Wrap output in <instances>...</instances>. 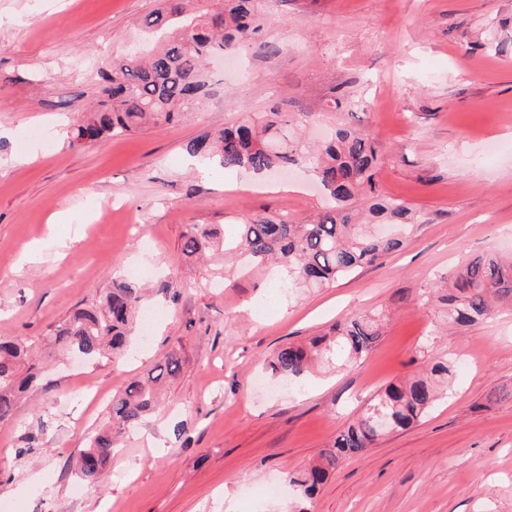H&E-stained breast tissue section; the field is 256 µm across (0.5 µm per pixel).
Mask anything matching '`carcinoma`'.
Segmentation results:
<instances>
[{
  "label": "carcinoma",
  "instance_id": "carcinoma-1",
  "mask_svg": "<svg viewBox=\"0 0 512 512\" xmlns=\"http://www.w3.org/2000/svg\"><path fill=\"white\" fill-rule=\"evenodd\" d=\"M186 0H163L164 7L145 19V26L165 31L151 52L116 49L98 69L103 100L91 122L78 126L73 139L123 137L139 129L179 121L209 93L213 72L208 65L251 40L263 23L259 0H196L188 12ZM293 113L276 106L254 122H241L191 140L187 150L226 170L265 173L304 165L311 169L325 196L315 219L298 224L286 214L242 218L235 234L221 239L209 224H190L182 252L197 257L224 243L240 265L278 260L290 288H326L365 265L400 249L404 232L425 223L409 203L381 194L376 176L380 152L376 139L349 123H340L322 142L304 141L295 131ZM433 297L448 314V324L470 327L486 320L496 305L512 302V258L487 252L467 259L440 277ZM142 297L128 284H115L95 307L79 309L59 323L50 342L65 352L96 359L109 351L119 357L139 325ZM382 336L380 316L347 319L331 336L316 337L305 346L279 349L268 363L271 373L290 378L307 375L325 356L356 363ZM24 347L0 341V424L13 420L17 393L37 378L34 367L18 376ZM180 360L169 354L155 365L147 380H132L112 397L111 423L90 438L80 454L78 475L98 480L112 456V434L132 429L155 403L154 386L176 376ZM452 375L446 361L426 374L379 391L362 413L321 452L320 462L290 477L305 499L312 497L343 458L371 447L382 436L404 430L423 418L446 396Z\"/></svg>",
  "mask_w": 512,
  "mask_h": 512
}]
</instances>
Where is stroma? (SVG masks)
<instances>
[{
  "label": "stroma",
  "mask_w": 512,
  "mask_h": 512,
  "mask_svg": "<svg viewBox=\"0 0 512 512\" xmlns=\"http://www.w3.org/2000/svg\"><path fill=\"white\" fill-rule=\"evenodd\" d=\"M160 0H0V339L41 370L0 425V506L9 512H512V308L435 331L437 274L512 253V0H266L264 23L203 106L171 126L72 143L99 99L113 49L139 44ZM263 44L277 54L262 55ZM381 149V192L426 222L380 264L333 286L288 292L281 272L188 265V225L233 231L241 217L304 221L323 201L300 168L253 181L202 174L193 138L272 106L337 122L330 91ZM184 279L178 298L156 271ZM146 288L160 315L122 357L72 363L50 330L98 304L113 279ZM383 311L356 365L272 376L283 345ZM181 363L157 408L114 438L99 481L73 462L107 426L112 397L169 352ZM451 389L416 426L348 456L313 499L290 474L316 461L373 395L431 362ZM102 399L90 401L89 389ZM183 436H175V425ZM37 442L28 452L29 442Z\"/></svg>",
  "instance_id": "obj_1"
}]
</instances>
